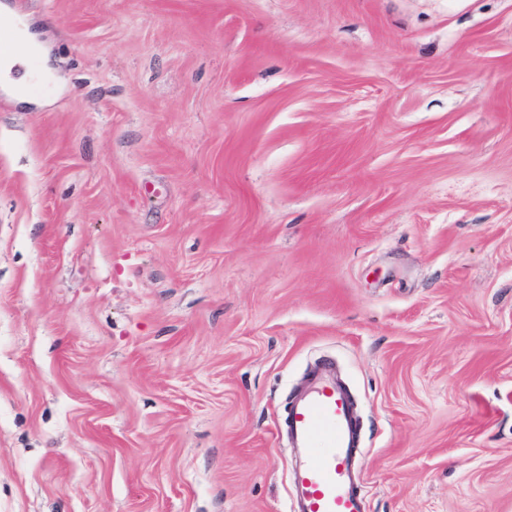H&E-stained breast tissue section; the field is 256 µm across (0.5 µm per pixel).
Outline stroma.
I'll return each mask as SVG.
<instances>
[{"label": "stroma", "instance_id": "obj_1", "mask_svg": "<svg viewBox=\"0 0 512 512\" xmlns=\"http://www.w3.org/2000/svg\"><path fill=\"white\" fill-rule=\"evenodd\" d=\"M0 5V512H512V0ZM288 429L304 464L293 471L298 500L294 512H365L364 498L351 475L357 423L346 389L320 376L288 413Z\"/></svg>", "mask_w": 512, "mask_h": 512}]
</instances>
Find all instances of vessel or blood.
Listing matches in <instances>:
<instances>
[{
    "label": "vessel or blood",
    "mask_w": 512,
    "mask_h": 512,
    "mask_svg": "<svg viewBox=\"0 0 512 512\" xmlns=\"http://www.w3.org/2000/svg\"><path fill=\"white\" fill-rule=\"evenodd\" d=\"M288 429L307 451L292 473L297 512H365L364 498L351 475L357 423L346 389L321 376L288 413Z\"/></svg>",
    "instance_id": "b4317fda"
}]
</instances>
